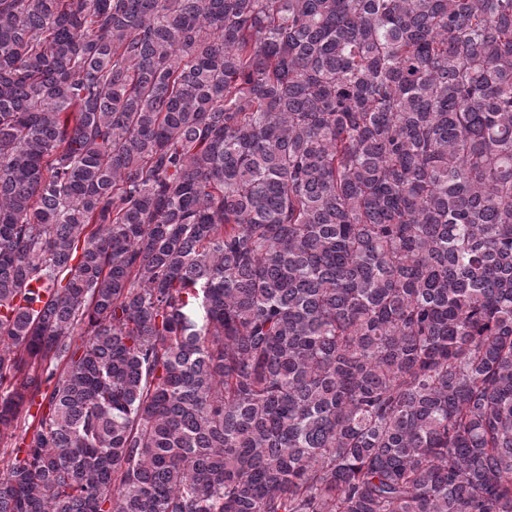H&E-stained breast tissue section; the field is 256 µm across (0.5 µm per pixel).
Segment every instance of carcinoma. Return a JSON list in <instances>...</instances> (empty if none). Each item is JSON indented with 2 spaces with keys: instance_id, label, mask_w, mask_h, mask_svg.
Wrapping results in <instances>:
<instances>
[{
  "instance_id": "obj_1",
  "label": "carcinoma",
  "mask_w": 512,
  "mask_h": 512,
  "mask_svg": "<svg viewBox=\"0 0 512 512\" xmlns=\"http://www.w3.org/2000/svg\"><path fill=\"white\" fill-rule=\"evenodd\" d=\"M0 439V512H512V0H0Z\"/></svg>"
}]
</instances>
